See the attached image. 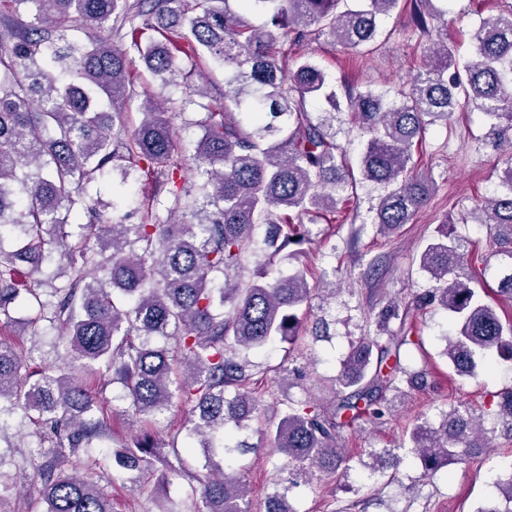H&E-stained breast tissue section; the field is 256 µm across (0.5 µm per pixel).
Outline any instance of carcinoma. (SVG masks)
<instances>
[{"label": "carcinoma", "mask_w": 512, "mask_h": 512, "mask_svg": "<svg viewBox=\"0 0 512 512\" xmlns=\"http://www.w3.org/2000/svg\"><path fill=\"white\" fill-rule=\"evenodd\" d=\"M0 12V323L15 322L22 306L45 317L42 264L59 255L69 284L55 290L50 322L61 334L70 362L101 370L123 385L133 420L148 423L173 401L190 412L186 448L200 449L202 469L192 489L197 512H252L244 475L222 462L243 451L224 430L237 432L261 419L250 356L280 341L299 344L301 310L316 289L304 265L273 271L310 242L308 225L336 212L352 180L333 120L349 112L371 137L358 161L362 179L383 189L378 224L392 232L428 201L433 182L414 173L413 151L428 126L456 112L484 113L490 123L483 144L509 152L502 191L477 201L475 222L493 229L495 255L503 260L497 292L512 300V5L484 18L475 30L472 60L460 63L445 39L425 45L426 63L409 87L390 99L373 89L342 84L296 47L326 36L352 49L373 43L381 21L402 0H5ZM269 18L261 28L245 14ZM443 15L433 0H410V20L422 34ZM75 28L87 43L68 52L58 41ZM207 55L224 67V103L203 105L194 121L201 130L192 153L179 150L172 110L140 92L141 67L186 88L183 106L204 91L191 83L181 57ZM141 119L130 129L127 110ZM322 103V114L311 106ZM194 171L191 197L174 196L166 215L126 223L122 201L112 217L85 196V186L112 177L124 187L140 171L174 181ZM267 225L262 242L256 230ZM15 247H3V230ZM260 257L251 281L238 279L243 261ZM462 257L448 231L437 228L419 257L434 288L382 310L398 321L386 337L351 348L339 375L323 378L331 400H281L278 421L255 429L258 452L266 446L283 458L285 485L264 501L263 512H295L292 489L319 474L348 477L350 458L338 448L339 429L389 411L385 392L420 382L410 371L407 348L414 312L433 304L451 315L444 354L461 376L496 357L512 360V319L504 322L467 282L455 276ZM173 341L159 346L156 339ZM16 415L36 427L41 448L24 459L39 497L30 512H112V500L78 468L82 451L108 438L96 392L53 366L33 370L0 338V415ZM481 426L471 412L454 409L439 423L416 421L408 448L422 477L477 447ZM165 448L152 428L112 443L102 468L112 477L143 474ZM512 512V472L498 483Z\"/></svg>", "instance_id": "cac0c4a2"}]
</instances>
